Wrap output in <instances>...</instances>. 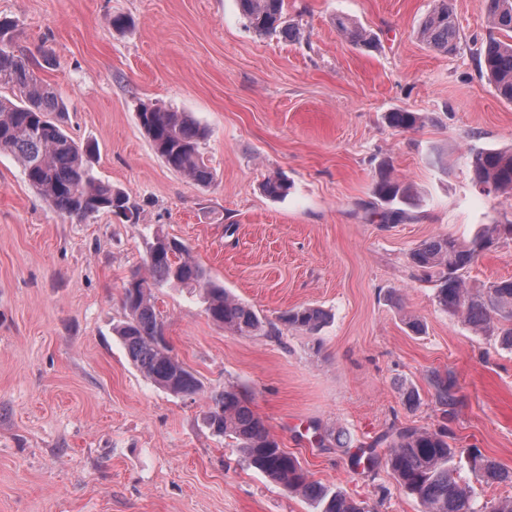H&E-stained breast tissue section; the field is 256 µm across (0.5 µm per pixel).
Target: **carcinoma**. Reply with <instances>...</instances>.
<instances>
[{
  "instance_id": "1",
  "label": "carcinoma",
  "mask_w": 512,
  "mask_h": 512,
  "mask_svg": "<svg viewBox=\"0 0 512 512\" xmlns=\"http://www.w3.org/2000/svg\"><path fill=\"white\" fill-rule=\"evenodd\" d=\"M284 2L239 0V5L254 31L291 38L293 33L284 24ZM479 4L491 28L502 34V38L487 42L480 53V67L498 96L512 102V0H479ZM336 28L360 48L373 42L364 28L345 17L336 18ZM16 29L14 20L0 17V88L11 89L14 96L11 100L0 95V153L16 157L29 185L60 213L85 220L107 212L136 223L137 209L129 196L93 175L90 158L94 148L78 144L64 129L63 99L36 76L29 58L14 49ZM418 36L434 50H456L459 31L449 0H437L421 23ZM138 118L155 152L169 168L198 185L211 184L214 173L201 152L206 128L187 113L173 110L144 108ZM419 121L415 112L390 113V123L396 129H410ZM468 165L484 194L512 192V149L473 152ZM263 190L279 198L288 191V183L273 177L263 184ZM375 193L388 204L407 201V187L389 178L376 184ZM505 234L512 236L511 223L492 224L467 242L434 238L413 249L410 262L417 276L434 286L441 309L463 317L475 332L495 336L502 348L512 350V278L482 289L469 286L465 279L475 260ZM185 252L181 244L157 238L146 258L149 275L134 273L123 286L127 320L117 333L130 361L146 379L173 395L192 397L202 391V384L172 354L164 336V322L153 302V289L175 283L198 292L207 316L240 335L262 331L263 321L252 308L225 292L208 270ZM324 319V311L311 305L279 316L285 329L310 332ZM432 384L442 414L453 417L457 404L454 380L435 374ZM205 422L214 433L233 439L249 465L289 492L301 495L312 512H365L361 503L343 490L311 479L299 460L280 447L253 413L242 391L228 387L211 396ZM380 441L387 444L384 455L360 453L355 455V462H365L369 470L385 468L399 489L420 499L425 512H512V497L479 504L471 490L457 480L463 454L480 482L512 484V471L477 450L463 452L448 442L444 431L394 424Z\"/></svg>"
}]
</instances>
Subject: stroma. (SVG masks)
I'll use <instances>...</instances> for the list:
<instances>
[{"label":"stroma","instance_id":"stroma-1","mask_svg":"<svg viewBox=\"0 0 512 512\" xmlns=\"http://www.w3.org/2000/svg\"><path fill=\"white\" fill-rule=\"evenodd\" d=\"M450 4L460 39L444 53L417 37L435 0H285L290 39L253 32L238 0H0L36 75L66 102V131L95 145L93 174L139 211L134 224L62 215L0 153V512H309L204 426L227 386L247 392L313 479L365 512H423L385 470L353 459L363 446L384 454L378 438L395 423L448 426L457 447L512 470V350L440 309L409 263L424 241L512 222V193H480L466 163L512 148V103L479 66L494 31L479 0ZM116 15L130 26L112 28ZM340 16L376 48L351 45ZM145 104L208 129L211 185L162 163L139 124ZM403 110L423 123L393 128L388 113ZM384 168L412 190L394 224L373 193ZM276 175L291 185L282 199L261 188ZM160 235L264 323L314 305L326 324L241 336L197 294L162 285L165 335L203 391L158 388L114 328L123 285ZM510 277V238L466 273L472 285ZM435 372L456 383L448 421ZM341 435L351 447H337Z\"/></svg>","mask_w":512,"mask_h":512}]
</instances>
